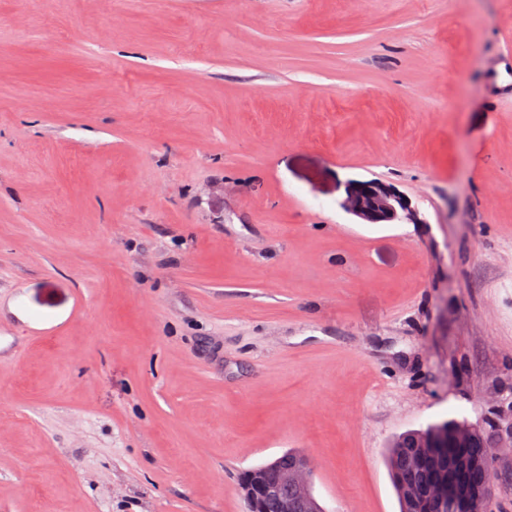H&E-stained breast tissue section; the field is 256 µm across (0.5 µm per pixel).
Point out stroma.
Returning <instances> with one entry per match:
<instances>
[{"label": "stroma", "instance_id": "1", "mask_svg": "<svg viewBox=\"0 0 512 512\" xmlns=\"http://www.w3.org/2000/svg\"><path fill=\"white\" fill-rule=\"evenodd\" d=\"M450 418L512 425V0H0V512H247L289 450L399 512ZM342 207L363 224H390L402 219L418 223L406 197L377 179L359 181L348 188Z\"/></svg>", "mask_w": 512, "mask_h": 512}]
</instances>
